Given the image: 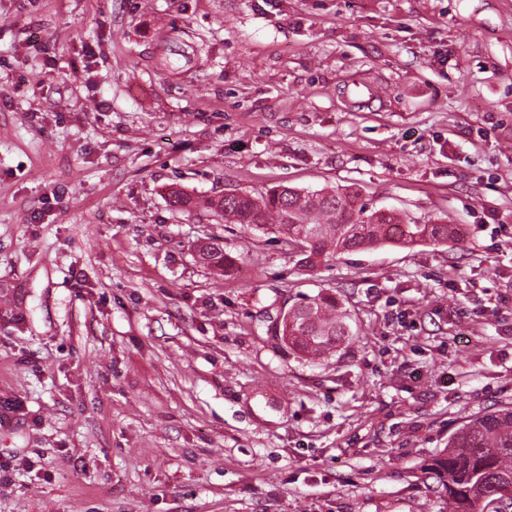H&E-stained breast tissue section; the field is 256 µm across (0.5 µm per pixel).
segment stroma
<instances>
[{"instance_id":"35a3bbf8","label":"stroma","mask_w":512,"mask_h":512,"mask_svg":"<svg viewBox=\"0 0 512 512\" xmlns=\"http://www.w3.org/2000/svg\"><path fill=\"white\" fill-rule=\"evenodd\" d=\"M276 185L464 237L308 268L171 203ZM510 405L512 0H0V512H445ZM282 322L288 319V334L283 329L281 339L308 357L330 354L340 343L353 336L350 317L336 295L320 292L288 308L282 314Z\"/></svg>"}]
</instances>
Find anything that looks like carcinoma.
<instances>
[{
  "label": "carcinoma",
  "instance_id": "obj_1",
  "mask_svg": "<svg viewBox=\"0 0 512 512\" xmlns=\"http://www.w3.org/2000/svg\"><path fill=\"white\" fill-rule=\"evenodd\" d=\"M210 207L224 214V223L266 228L280 242L303 248L306 264L314 268L333 256L386 242L412 246L442 243L461 237L455 224H407L400 215L366 206H355L347 188L296 190L276 186L254 196L247 191L228 194ZM202 259L219 270H228L224 249L209 244ZM350 317L336 295L320 292L290 308L282 316L288 331L281 339L301 354L322 357L352 335ZM448 490V512H500L499 502L512 508V407L469 420L448 438V448L428 465Z\"/></svg>",
  "mask_w": 512,
  "mask_h": 512
}]
</instances>
